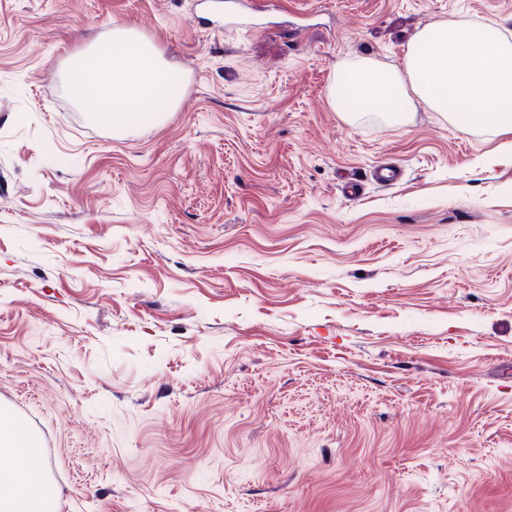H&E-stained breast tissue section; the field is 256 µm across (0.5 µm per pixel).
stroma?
<instances>
[{"instance_id":"stroma-1","label":"stroma","mask_w":512,"mask_h":512,"mask_svg":"<svg viewBox=\"0 0 512 512\" xmlns=\"http://www.w3.org/2000/svg\"><path fill=\"white\" fill-rule=\"evenodd\" d=\"M0 0V404L55 512H512V133L415 101L434 22L512 0ZM116 27L183 75L163 123L91 120L63 74ZM394 164L403 177L373 180ZM359 183L345 196L343 177Z\"/></svg>"}]
</instances>
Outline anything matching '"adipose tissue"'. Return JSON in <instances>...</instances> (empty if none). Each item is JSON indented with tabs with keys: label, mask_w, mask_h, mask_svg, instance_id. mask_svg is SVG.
<instances>
[{
	"label": "adipose tissue",
	"mask_w": 512,
	"mask_h": 512,
	"mask_svg": "<svg viewBox=\"0 0 512 512\" xmlns=\"http://www.w3.org/2000/svg\"><path fill=\"white\" fill-rule=\"evenodd\" d=\"M68 81L83 111L124 126L132 109L175 111L170 94L181 74L147 38L118 28L68 60ZM43 479L38 450L13 414L0 411V512H41Z\"/></svg>",
	"instance_id": "obj_1"
}]
</instances>
